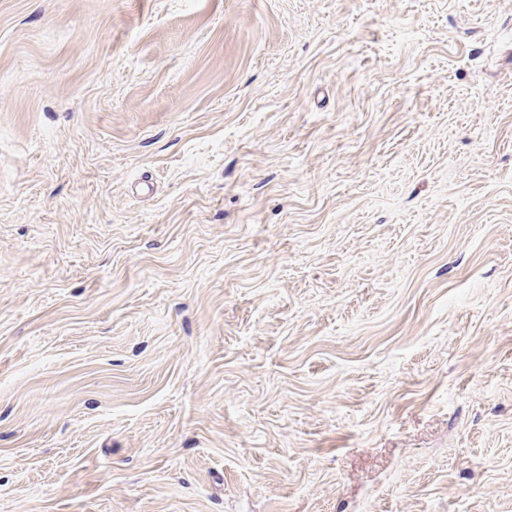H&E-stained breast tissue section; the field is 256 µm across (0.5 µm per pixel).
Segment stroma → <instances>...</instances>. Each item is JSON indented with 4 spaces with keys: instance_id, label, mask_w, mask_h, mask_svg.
Here are the masks:
<instances>
[{
    "instance_id": "stroma-1",
    "label": "stroma",
    "mask_w": 512,
    "mask_h": 512,
    "mask_svg": "<svg viewBox=\"0 0 512 512\" xmlns=\"http://www.w3.org/2000/svg\"><path fill=\"white\" fill-rule=\"evenodd\" d=\"M0 512H512V0H0Z\"/></svg>"
}]
</instances>
